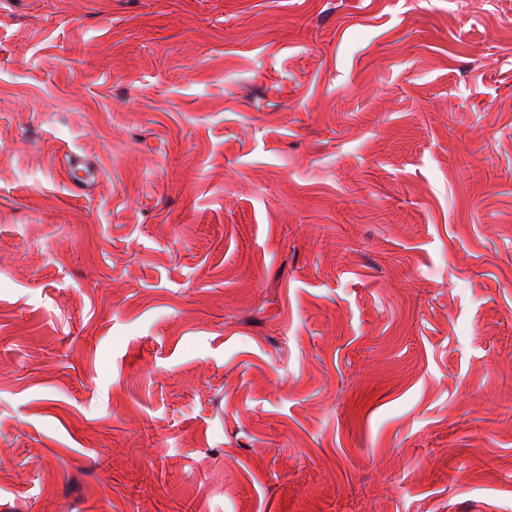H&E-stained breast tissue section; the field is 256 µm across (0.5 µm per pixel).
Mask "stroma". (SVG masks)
<instances>
[{
	"mask_svg": "<svg viewBox=\"0 0 512 512\" xmlns=\"http://www.w3.org/2000/svg\"><path fill=\"white\" fill-rule=\"evenodd\" d=\"M0 512H512V0H0ZM60 166L78 184L91 186L97 179L96 164L86 157L72 153L62 158Z\"/></svg>",
	"mask_w": 512,
	"mask_h": 512,
	"instance_id": "35a3bbf8",
	"label": "stroma"
}]
</instances>
